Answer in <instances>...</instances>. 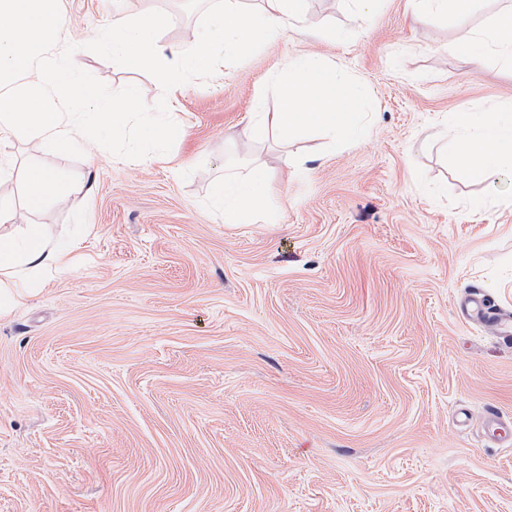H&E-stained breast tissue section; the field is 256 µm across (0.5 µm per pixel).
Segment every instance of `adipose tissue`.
I'll use <instances>...</instances> for the list:
<instances>
[{"instance_id":"ef3b65f1","label":"adipose tissue","mask_w":512,"mask_h":512,"mask_svg":"<svg viewBox=\"0 0 512 512\" xmlns=\"http://www.w3.org/2000/svg\"><path fill=\"white\" fill-rule=\"evenodd\" d=\"M304 6L305 0H263L260 9L250 11L226 0L224 7L212 12L196 31L192 49L177 54L167 53L158 43L161 30L170 21L168 15L117 16L111 27L102 31L99 45L135 68L154 70L167 89L173 90L191 73L220 75L225 59L243 55L254 38H281L290 22L304 17ZM455 48L474 59L495 57L512 68V9L502 11L484 28L461 29ZM362 106L356 83L320 58L302 54L288 61L278 110L265 111L259 101L252 118L261 133L279 140H288L301 129H313L329 148L336 149L367 136ZM437 137L461 173L494 183L502 168L512 165V107L455 113L450 129L440 130ZM13 174L19 175L32 209L49 197L68 203L83 192L82 187L72 185L61 168L30 166L18 171L13 165L0 163L1 178ZM274 193L268 173L254 165L246 173L219 181L210 204L223 215L225 223L243 224L271 216ZM73 250L71 243L43 237L34 224L28 225L21 237L0 235V317L12 311L39 275L66 265Z\"/></svg>"}]
</instances>
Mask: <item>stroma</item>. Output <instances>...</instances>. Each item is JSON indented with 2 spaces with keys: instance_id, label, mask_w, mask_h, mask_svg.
I'll return each mask as SVG.
<instances>
[{
  "instance_id": "obj_1",
  "label": "stroma",
  "mask_w": 512,
  "mask_h": 512,
  "mask_svg": "<svg viewBox=\"0 0 512 512\" xmlns=\"http://www.w3.org/2000/svg\"><path fill=\"white\" fill-rule=\"evenodd\" d=\"M224 0H63L59 45L110 89L161 95L147 73L85 50L117 14L175 15L190 49ZM512 0L464 20L416 0H307L303 24L256 40L172 102L186 135L159 161L104 148L73 159L39 140L0 158L88 182L80 206H25L16 228L74 239L73 262L0 317V512H512V340L469 318L473 295L512 318V192L460 175L435 133L453 113L512 105V71L455 49ZM308 52L363 90L369 137L329 151L243 128L279 106ZM257 163L282 190L274 224H227L209 196ZM468 409L460 420L459 409Z\"/></svg>"
}]
</instances>
